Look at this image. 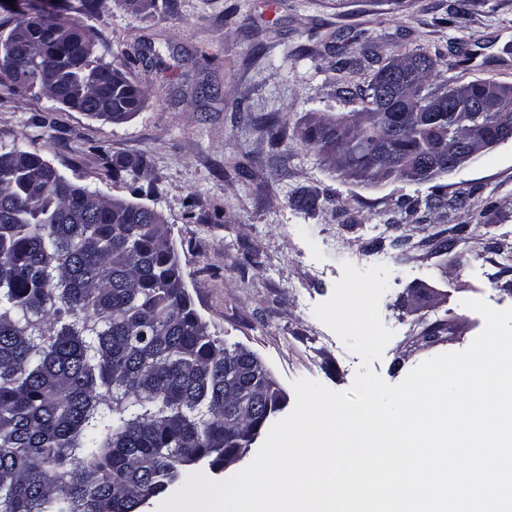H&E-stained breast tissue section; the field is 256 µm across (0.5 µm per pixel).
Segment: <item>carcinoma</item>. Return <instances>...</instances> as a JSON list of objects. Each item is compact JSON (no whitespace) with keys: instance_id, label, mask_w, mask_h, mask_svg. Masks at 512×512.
Masks as SVG:
<instances>
[{"instance_id":"obj_1","label":"carcinoma","mask_w":512,"mask_h":512,"mask_svg":"<svg viewBox=\"0 0 512 512\" xmlns=\"http://www.w3.org/2000/svg\"><path fill=\"white\" fill-rule=\"evenodd\" d=\"M0 36V89L27 90L120 123L145 92L94 53V36L41 0H20ZM372 44L340 69L344 92ZM436 60L418 51L379 66L361 106L311 114L305 146L339 175L379 184L431 181L496 146L512 127L511 95L487 99L493 79L432 81ZM142 159L108 172L138 176ZM457 192L416 199L434 213L465 206ZM438 231L434 248L462 238ZM251 352L212 335L185 288L179 254L152 208L73 182L37 150L0 140V512H138L171 495L206 459L248 447L224 402L279 396L253 382Z\"/></svg>"}]
</instances>
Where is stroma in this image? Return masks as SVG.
<instances>
[{"mask_svg": "<svg viewBox=\"0 0 512 512\" xmlns=\"http://www.w3.org/2000/svg\"><path fill=\"white\" fill-rule=\"evenodd\" d=\"M68 15L96 34L98 56L125 71L145 101L115 124L21 91L0 95V139L36 149L74 182L162 214L187 291L211 334L254 353L283 393L277 418L295 405L301 378L349 390L361 359L313 309L328 300L343 263L385 265L381 318L393 336L372 370L400 382L422 361L466 349L484 327L464 307L481 296L512 307V261L500 265L498 235L512 238V140L466 168L426 183L367 185L339 177L299 139L310 112H348L338 69L365 40L385 60L421 47L436 55L437 82L492 78L512 86V0H154L137 12L101 0ZM465 5L464 23L453 20ZM150 47L145 62L135 45ZM47 113L53 125L34 127ZM278 121L271 146L266 118ZM142 158L138 179L110 176L106 161ZM466 191L446 215L408 211L405 201ZM319 198L306 213L294 195ZM454 224L473 233L451 251L427 239ZM458 338L421 336L438 319Z\"/></svg>", "mask_w": 512, "mask_h": 512, "instance_id": "stroma-1", "label": "stroma"}]
</instances>
